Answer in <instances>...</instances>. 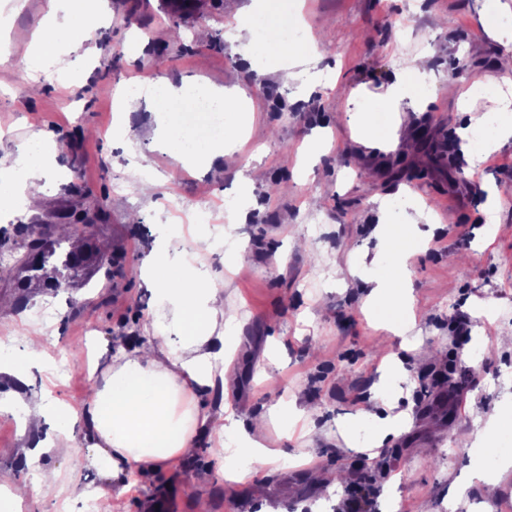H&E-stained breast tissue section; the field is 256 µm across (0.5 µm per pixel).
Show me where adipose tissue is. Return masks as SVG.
I'll return each mask as SVG.
<instances>
[{
  "mask_svg": "<svg viewBox=\"0 0 512 512\" xmlns=\"http://www.w3.org/2000/svg\"><path fill=\"white\" fill-rule=\"evenodd\" d=\"M52 4L53 32L36 43L30 60L34 72L54 63L63 41L82 44L95 37L96 13L91 0H52ZM233 27L237 53L254 71H287L321 55L311 38L296 46L285 44L275 22L255 28L247 11L235 17ZM425 72L423 57L405 60L385 93L371 97L369 113H353L351 123L364 126L371 140L389 143L398 131L397 121L406 113L411 81ZM200 99L223 110L231 126L239 125L242 106L236 88L159 82L152 97V110L159 120L154 140L183 164L206 167L216 159L232 157L235 144L197 146L185 137L173 115L191 111ZM373 111L390 113L394 125L386 130L375 126L369 118ZM62 148L61 142L40 137L22 150L15 163L0 166V212H21L35 205L44 191L47 163ZM382 234L396 259L373 272L368 281L372 298L392 312L387 329L397 335L408 311L410 227L390 224ZM189 236L194 239L190 246L185 243ZM223 246L221 238H210L205 225H194L188 235L181 225H170L144 263V280L152 295L149 339L133 346L124 337L114 336L108 346L89 358V370L98 375L100 385L82 410L63 401L49 403L43 395L17 402L22 430L30 436L21 449L26 463L48 451H64L71 441L93 449L99 471L111 484L110 490L101 494L97 512H112V493L126 491L128 474L191 454L199 430L206 424L200 414L201 399L227 383L221 365L225 349L240 342V322L237 311L225 307L224 292L202 261ZM50 416L55 417L56 428L47 432L43 426ZM78 424L83 427L79 434L74 431ZM214 444L224 477L230 482H241L254 467L287 463L289 457L287 451L266 448L259 438L241 430L230 411Z\"/></svg>",
  "mask_w": 512,
  "mask_h": 512,
  "instance_id": "obj_1",
  "label": "adipose tissue"
}]
</instances>
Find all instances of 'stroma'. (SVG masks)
<instances>
[{"mask_svg": "<svg viewBox=\"0 0 512 512\" xmlns=\"http://www.w3.org/2000/svg\"><path fill=\"white\" fill-rule=\"evenodd\" d=\"M252 2L196 0L181 18L188 49L177 52L167 47L166 0H108L91 54L63 46L33 96L27 63L35 36L50 32L49 0H0V161L15 162L36 133L69 144L67 154L48 163L39 209L0 221V250L15 255L0 267V297L16 304L0 313V346L40 329L38 351L51 363L46 372L32 366L23 384L0 375V400L41 391L50 380L54 397L80 408L97 379L75 358L113 336L148 338L143 263L165 225L193 224L203 208L225 239L240 241L252 270L235 276L219 254L209 257L227 306L238 312L241 340L224 355V394L201 400V411L216 421L230 403L248 432L267 447L288 446L302 462L268 465L229 484L204 445L192 459L136 472L131 488L114 495V512H138L165 485L174 493L172 512H195L201 498L210 512H237L243 501L249 512H344L345 489L356 482L377 489V512H451L452 499L453 512H512V472L492 497L471 480L474 440L482 442L486 469L512 455V434L491 425L496 412L512 409V346L501 342L512 335V194L504 192L512 186V137L490 130L481 143L461 140L454 166L445 169L420 155L413 140L421 125L460 133L484 109L486 99L476 96L471 111H463L459 96L495 68L512 31V0L505 12L497 0H293L303 28L323 48L312 65L323 85L311 92L282 72L257 78L226 58L234 45L231 23ZM216 35L224 48L211 47ZM415 54L427 57L417 101L398 139L374 146L349 122L350 92H382L400 62ZM462 57L474 67L457 77ZM159 80H209L243 91L233 159L191 173L154 149L148 98ZM125 84L139 85L142 96L129 114L115 109ZM312 140L323 147L309 156L303 146ZM398 160L415 162L423 178L390 181L388 169ZM139 165L158 178L154 195L141 193L133 172ZM255 167L263 174L252 190L255 204L244 223L228 225ZM496 190L498 210L490 214L486 203ZM415 200L422 214L408 266L414 316L396 336L367 301L363 269L391 259L381 226L404 223ZM92 201L104 216L83 244H109L116 266L108 273L89 267L57 291L23 288L18 267L29 254L27 225L60 224ZM479 306L485 316L473 318L469 342L450 359V319ZM447 376L463 393L451 428L421 410ZM282 397L319 408L287 442L277 422L255 424ZM400 410L409 415L404 431L376 441L381 420ZM21 431L18 413L0 412V487L55 478L63 486L59 501L32 495L22 512H84L87 494L106 484L89 449L52 451L27 469L16 456ZM376 442L385 451L381 468L362 459ZM316 468L322 480L314 484L307 473ZM203 471L212 475L205 484L198 480Z\"/></svg>", "mask_w": 512, "mask_h": 512, "instance_id": "1", "label": "stroma"}]
</instances>
